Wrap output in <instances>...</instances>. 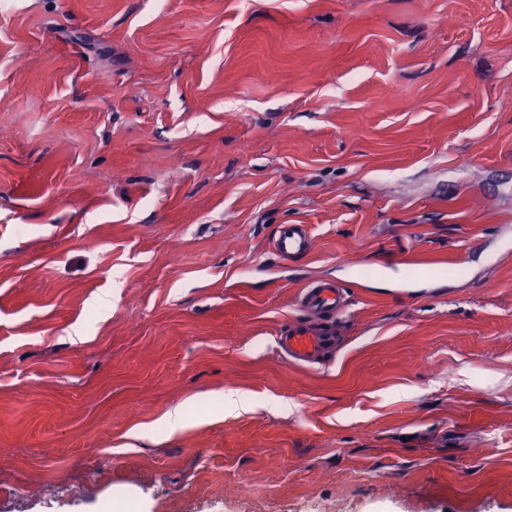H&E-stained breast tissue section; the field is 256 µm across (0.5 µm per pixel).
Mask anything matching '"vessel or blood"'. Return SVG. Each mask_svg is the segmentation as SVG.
<instances>
[{
  "instance_id": "obj_1",
  "label": "vessel or blood",
  "mask_w": 512,
  "mask_h": 512,
  "mask_svg": "<svg viewBox=\"0 0 512 512\" xmlns=\"http://www.w3.org/2000/svg\"><path fill=\"white\" fill-rule=\"evenodd\" d=\"M273 248L284 260L306 256L312 248V238L306 225L289 224L274 237ZM298 306L308 321L288 327L278 338L280 348L294 361L314 364L336 346L332 331L318 328L321 320L342 314L346 308L344 290L338 282L318 280L302 288Z\"/></svg>"
}]
</instances>
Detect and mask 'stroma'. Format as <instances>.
Returning <instances> with one entry per match:
<instances>
[{
  "mask_svg": "<svg viewBox=\"0 0 512 512\" xmlns=\"http://www.w3.org/2000/svg\"><path fill=\"white\" fill-rule=\"evenodd\" d=\"M0 100V512H512V0H13ZM273 248L283 260L306 256L312 248V238L306 225L282 226L274 236ZM297 305L314 320L333 319L347 309L344 289L336 281H313L302 288ZM279 347L288 358L301 363L315 364L336 347L332 331L295 323L278 336Z\"/></svg>",
  "mask_w": 512,
  "mask_h": 512,
  "instance_id": "stroma-1",
  "label": "stroma"
}]
</instances>
